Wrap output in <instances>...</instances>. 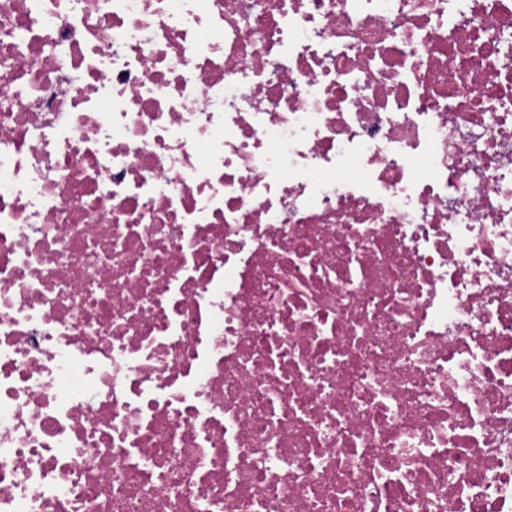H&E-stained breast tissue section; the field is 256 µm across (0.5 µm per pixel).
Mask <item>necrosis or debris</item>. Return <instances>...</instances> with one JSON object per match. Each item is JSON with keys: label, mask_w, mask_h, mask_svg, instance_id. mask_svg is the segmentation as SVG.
I'll return each mask as SVG.
<instances>
[{"label": "necrosis or debris", "mask_w": 512, "mask_h": 512, "mask_svg": "<svg viewBox=\"0 0 512 512\" xmlns=\"http://www.w3.org/2000/svg\"><path fill=\"white\" fill-rule=\"evenodd\" d=\"M0 512H512V0H0Z\"/></svg>", "instance_id": "necrosis-or-debris-1"}]
</instances>
